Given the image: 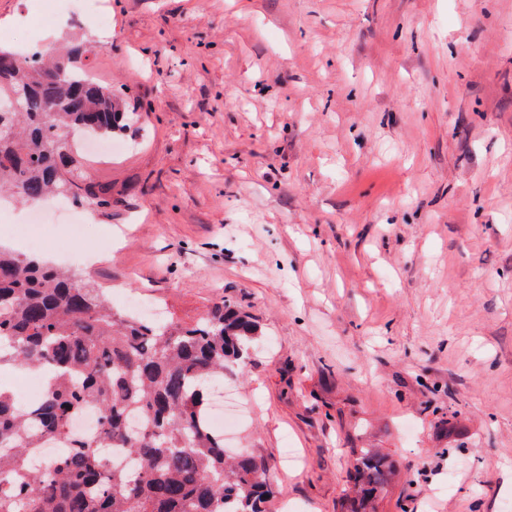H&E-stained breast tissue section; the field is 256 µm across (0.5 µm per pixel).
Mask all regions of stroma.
<instances>
[{
	"instance_id": "1",
	"label": "stroma",
	"mask_w": 512,
	"mask_h": 512,
	"mask_svg": "<svg viewBox=\"0 0 512 512\" xmlns=\"http://www.w3.org/2000/svg\"><path fill=\"white\" fill-rule=\"evenodd\" d=\"M105 3L0 0L140 115L86 253L42 257L121 312L251 315L224 438L266 512H351L360 448L394 463L376 512H512V0Z\"/></svg>"
}]
</instances>
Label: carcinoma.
I'll return each instance as SVG.
<instances>
[{"mask_svg":"<svg viewBox=\"0 0 512 512\" xmlns=\"http://www.w3.org/2000/svg\"><path fill=\"white\" fill-rule=\"evenodd\" d=\"M13 95L18 109L0 111V189L110 205L112 188L59 156L71 137L131 127L112 88L48 52L32 63L0 48V101ZM259 341L251 317L222 300L190 326L124 314L90 281L0 248V371L51 369L26 412L0 386V512H265L274 489L264 462L227 456L208 416L211 382ZM86 405L99 411L97 438L70 434ZM47 440L64 451L39 465ZM107 448L127 464H110ZM389 473L384 457L362 451L360 498L384 492Z\"/></svg>","mask_w":512,"mask_h":512,"instance_id":"carcinoma-1","label":"carcinoma"}]
</instances>
